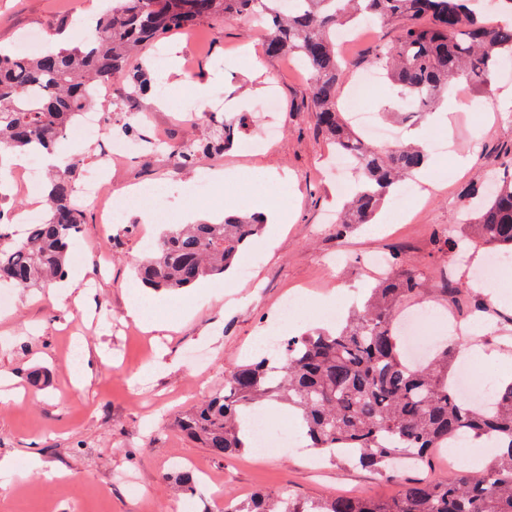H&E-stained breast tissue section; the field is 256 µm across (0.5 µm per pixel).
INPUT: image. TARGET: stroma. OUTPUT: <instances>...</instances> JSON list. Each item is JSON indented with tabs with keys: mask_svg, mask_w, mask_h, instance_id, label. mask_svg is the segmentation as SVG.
Masks as SVG:
<instances>
[{
	"mask_svg": "<svg viewBox=\"0 0 512 512\" xmlns=\"http://www.w3.org/2000/svg\"><path fill=\"white\" fill-rule=\"evenodd\" d=\"M103 0H0V47L21 36L46 32L56 42L68 40L75 18L93 15ZM398 24L374 25L371 37L346 49L354 66L345 74L341 97L362 75L361 62L380 42L396 38ZM262 25L244 19L203 21L166 39L170 68L158 80L170 97L152 93L139 98L136 111L150 114L143 138L169 147L211 138L218 118L234 119L235 143L204 157L198 167L182 170L149 150L130 153L112 168L114 206L121 223L102 227L94 207L67 267L81 274L88 295L76 307L65 289L52 285L14 291L13 304L0 308V375L21 389L0 402V459L14 461L21 477L0 484V512H172L177 498V461L190 460L223 483L228 498L246 499L257 491L289 490L305 499L356 494L388 498L398 481L361 467L322 460L311 466L314 452L256 458L252 452L221 461L176 427L179 415L201 398L222 392L224 374L233 364L258 356L261 330L281 301L294 293L307 296L304 314L281 325L285 337L324 327L318 309L343 302L351 306L373 282L372 255L398 253L403 267L421 273L431 284L453 278L470 281L487 256L469 250L459 262L443 257L436 240L466 223L464 206L472 185L482 182L512 157V76H495L487 86L468 88V98L500 101L499 120L467 109L440 105L434 123L425 117L398 120L397 136L419 132L430 144L439 134L446 149L432 152L417 176L424 197L409 215L385 204L375 224L341 230L335 223L340 200L333 171V147L312 112L309 76L293 60L268 55ZM274 93V111L262 100ZM187 112L200 113L185 122ZM275 125L277 139L259 145L263 127ZM231 168L238 177L222 188L198 191L199 177ZM452 169L447 181L439 171ZM156 188L149 200H124L123 189ZM274 199L284 220L263 225L245 254L253 262L250 279L236 273L205 277L181 292L143 287L134 268L142 243L158 238L162 227L144 222L143 210L164 209L170 223L186 211L205 216L250 213L256 196ZM507 304L489 308L478 332L469 337L487 357L475 361L472 378L485 386L498 383L501 356L512 358L506 319L512 316V261L490 276ZM140 291L150 310L164 318L168 330L142 331L126 314L129 291ZM89 355L91 379L74 383L65 361L67 340ZM40 370L42 387L30 374ZM133 472L136 485L116 480Z\"/></svg>",
	"mask_w": 512,
	"mask_h": 512,
	"instance_id": "obj_1",
	"label": "stroma"
}]
</instances>
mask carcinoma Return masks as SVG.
<instances>
[{
	"label": "carcinoma",
	"instance_id": "cac0c4a2",
	"mask_svg": "<svg viewBox=\"0 0 512 512\" xmlns=\"http://www.w3.org/2000/svg\"><path fill=\"white\" fill-rule=\"evenodd\" d=\"M111 10L72 34V46L46 48L31 58L0 50V154L52 153L78 117L92 105L93 89L126 82L116 106L120 131L138 132L137 98L156 89L148 75L132 72L128 53L204 20L251 17L268 29L266 51L295 56L309 72L317 126L338 151L359 160V180L341 226L371 224L398 183L423 167L427 153L401 141L386 146L362 139L339 109L340 79L348 64L336 36L366 21H400L397 37L380 42L365 64L386 73L399 100L412 112H430L455 82L485 85L512 63V23L493 25L475 0H114ZM236 125L224 122L213 141L185 144L169 155L193 167L202 154L233 144ZM78 164L52 167L51 210L26 237L9 235L0 212V287L38 288L64 277L83 210L72 205ZM479 198L474 223L442 240L450 256L459 239L494 251H512V160ZM261 222L228 216L213 224H179L146 253L137 275L148 288L179 290L227 272ZM395 271L378 280L361 309L335 330L294 336L283 342L278 364L266 356L233 364L224 393L207 396L183 414L179 430L217 459L238 455L248 410L285 404L300 414L309 447L332 461L387 470L398 458L423 464L437 448L486 439L498 449L484 468L431 480L403 481L389 499L336 494L305 501L293 494L260 493L226 512H512V383L487 402L461 394L453 368L461 349L451 344L420 361L399 344L396 316L429 289L419 273L392 258Z\"/></svg>",
	"mask_w": 512,
	"mask_h": 512
}]
</instances>
